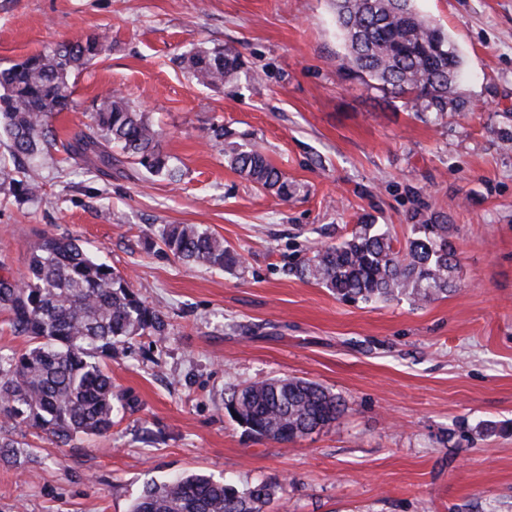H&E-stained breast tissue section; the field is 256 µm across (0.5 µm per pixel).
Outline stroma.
Instances as JSON below:
<instances>
[{"label": "stroma", "mask_w": 512, "mask_h": 512, "mask_svg": "<svg viewBox=\"0 0 512 512\" xmlns=\"http://www.w3.org/2000/svg\"><path fill=\"white\" fill-rule=\"evenodd\" d=\"M466 61L462 111L416 114L343 79L333 0H0V68L107 34L73 77L67 140L117 90L164 131L179 182L136 166L111 176L65 153L38 162L39 196L0 191V269L25 277L46 233L78 238L127 275L169 323L104 366L138 400L107 437L66 445L26 434L34 460L0 463V512H130L147 483L201 474L276 484L266 512H512V0H417ZM234 46L257 80L199 86L180 65ZM246 135L297 185L281 200L209 143ZM456 228L458 288L417 306L347 302L299 269L363 215L411 235L417 200ZM167 224H195L242 256L217 270L166 250ZM298 377L346 400L330 427L258 440L230 418L232 388Z\"/></svg>", "instance_id": "stroma-1"}]
</instances>
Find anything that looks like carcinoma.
Here are the masks:
<instances>
[{
  "label": "carcinoma",
  "mask_w": 512,
  "mask_h": 512,
  "mask_svg": "<svg viewBox=\"0 0 512 512\" xmlns=\"http://www.w3.org/2000/svg\"><path fill=\"white\" fill-rule=\"evenodd\" d=\"M336 19L346 53L337 71L344 79L406 99L418 112L439 118L460 107L453 97L465 61L448 33L435 26L416 0H336ZM108 49L105 35L40 51L0 70V187L34 196L35 169L24 162L58 147L68 158L105 173L121 160L176 181L171 156L162 151V132L119 92L102 96L85 129L58 141L49 117L74 103L70 75ZM181 63L197 84L217 87L254 78L232 46L198 49ZM217 125L212 147L247 181L286 201L297 186L265 154L241 135ZM412 234L396 247L390 228L369 215L361 217L336 244L320 245L302 274L340 299L377 303L405 299L427 303L456 287V251L452 225L429 206L417 203L409 216ZM161 241L187 263L226 269L241 255L224 239L196 224H168ZM0 311L13 334L28 338L24 351L0 354V424L38 430L67 444L80 437L112 431L119 410H132L137 399L117 394L100 363L117 347L138 336H163L165 315L145 304L127 279L96 259L68 235L45 234L33 254L24 281L0 276ZM346 409L327 387L296 377L268 378L234 390L228 414L250 433L277 442H294L330 427ZM23 444L0 437V461L15 463ZM268 482L237 486L202 475H180L151 483L130 512H263L275 496Z\"/></svg>",
  "instance_id": "obj_1"
}]
</instances>
